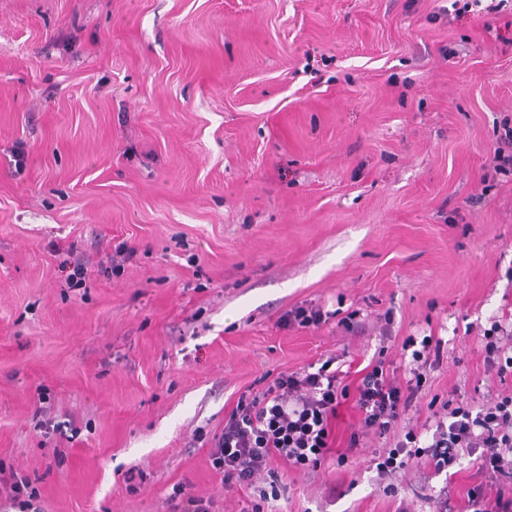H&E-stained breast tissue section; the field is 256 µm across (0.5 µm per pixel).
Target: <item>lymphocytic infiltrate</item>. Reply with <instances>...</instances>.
Here are the masks:
<instances>
[{
  "label": "lymphocytic infiltrate",
  "instance_id": "lymphocytic-infiltrate-1",
  "mask_svg": "<svg viewBox=\"0 0 512 512\" xmlns=\"http://www.w3.org/2000/svg\"><path fill=\"white\" fill-rule=\"evenodd\" d=\"M502 330L492 322L480 338L485 374L501 380L512 376V346L503 343ZM404 345L412 350L414 366L403 381L378 360L362 368L356 385L349 386L325 363L314 372L279 373L262 394H241L211 450L225 488L249 489L257 480L275 479L278 460L299 470L317 468L331 446L332 421L342 400L353 399L362 415L349 448H357L361 435L388 433L420 391L427 370L440 363V339L410 337ZM449 417L438 423L426 445H419L416 432L407 431L403 440L378 454L377 471L392 474L416 459L439 475L458 466L463 454H473L483 480L467 493L468 512H512V504L491 492L512 480V394L496 395L475 408L457 406Z\"/></svg>",
  "mask_w": 512,
  "mask_h": 512
}]
</instances>
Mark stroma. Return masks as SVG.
Returning <instances> with one entry per match:
<instances>
[{
	"label": "stroma",
	"mask_w": 512,
	"mask_h": 512,
	"mask_svg": "<svg viewBox=\"0 0 512 512\" xmlns=\"http://www.w3.org/2000/svg\"><path fill=\"white\" fill-rule=\"evenodd\" d=\"M0 0V512H245L210 450L265 375L442 363L390 433L276 462L272 512H464L453 478L373 458L487 394L512 331V0ZM80 280H73V273ZM328 312L286 327L301 304ZM494 169L503 174H512V128L504 129L493 151ZM500 332L504 333L503 327L495 320L479 339L485 375L490 378L496 377L501 382L508 375L512 377V346L503 343L499 336Z\"/></svg>",
	"instance_id": "obj_1"
}]
</instances>
